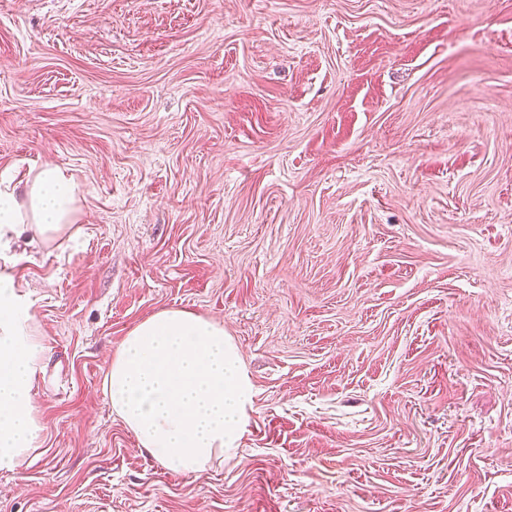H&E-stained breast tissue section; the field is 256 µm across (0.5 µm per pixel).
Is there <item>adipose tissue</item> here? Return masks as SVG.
<instances>
[{
    "instance_id": "adipose-tissue-1",
    "label": "adipose tissue",
    "mask_w": 512,
    "mask_h": 512,
    "mask_svg": "<svg viewBox=\"0 0 512 512\" xmlns=\"http://www.w3.org/2000/svg\"><path fill=\"white\" fill-rule=\"evenodd\" d=\"M80 189L65 170L43 168L0 188V246L28 230L73 240ZM15 276L0 272V470L21 471L42 426L32 399L44 347ZM104 389L140 448L193 478L233 453L254 405L240 352L222 324L184 309L138 323L113 353Z\"/></svg>"
}]
</instances>
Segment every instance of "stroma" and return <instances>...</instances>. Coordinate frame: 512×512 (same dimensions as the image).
<instances>
[{
  "instance_id": "stroma-1",
  "label": "stroma",
  "mask_w": 512,
  "mask_h": 512,
  "mask_svg": "<svg viewBox=\"0 0 512 512\" xmlns=\"http://www.w3.org/2000/svg\"><path fill=\"white\" fill-rule=\"evenodd\" d=\"M75 240L0 256L46 349L0 512H512V0H0V180ZM255 402L194 479L104 391L152 314ZM80 197L74 177L58 167L40 169L33 176L29 172L17 185L0 188V246L8 247L12 238L33 231L32 226L40 237L73 240Z\"/></svg>"
}]
</instances>
